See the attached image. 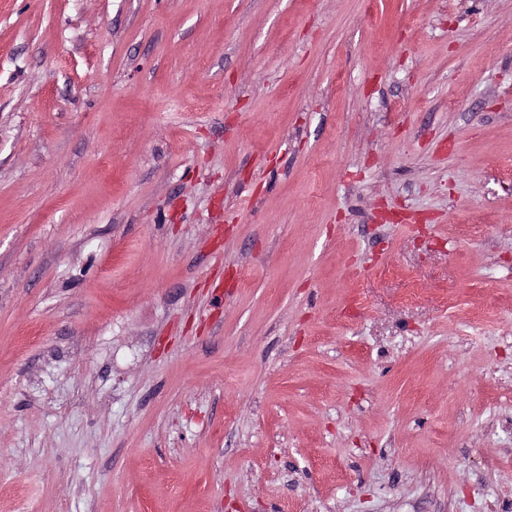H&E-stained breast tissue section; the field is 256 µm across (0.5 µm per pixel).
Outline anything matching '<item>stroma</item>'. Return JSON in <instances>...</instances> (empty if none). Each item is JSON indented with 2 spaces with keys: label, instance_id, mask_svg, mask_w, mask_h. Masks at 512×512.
Here are the masks:
<instances>
[{
  "label": "stroma",
  "instance_id": "stroma-1",
  "mask_svg": "<svg viewBox=\"0 0 512 512\" xmlns=\"http://www.w3.org/2000/svg\"><path fill=\"white\" fill-rule=\"evenodd\" d=\"M511 504L512 0H0V512Z\"/></svg>",
  "mask_w": 512,
  "mask_h": 512
}]
</instances>
